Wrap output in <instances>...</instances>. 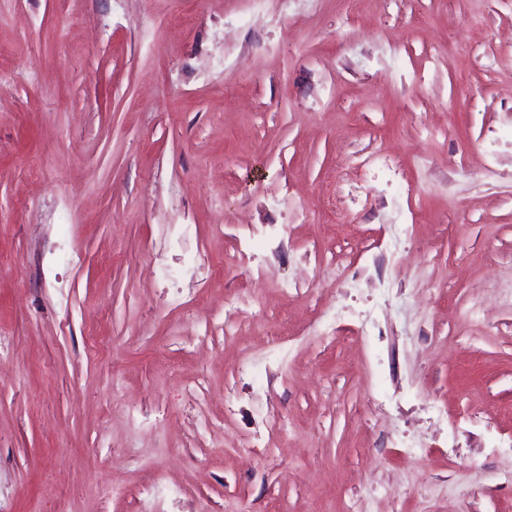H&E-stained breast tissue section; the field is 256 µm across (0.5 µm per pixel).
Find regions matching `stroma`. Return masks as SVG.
<instances>
[{
	"mask_svg": "<svg viewBox=\"0 0 512 512\" xmlns=\"http://www.w3.org/2000/svg\"><path fill=\"white\" fill-rule=\"evenodd\" d=\"M511 292L512 0H0V512H512Z\"/></svg>",
	"mask_w": 512,
	"mask_h": 512,
	"instance_id": "obj_1",
	"label": "stroma"
}]
</instances>
